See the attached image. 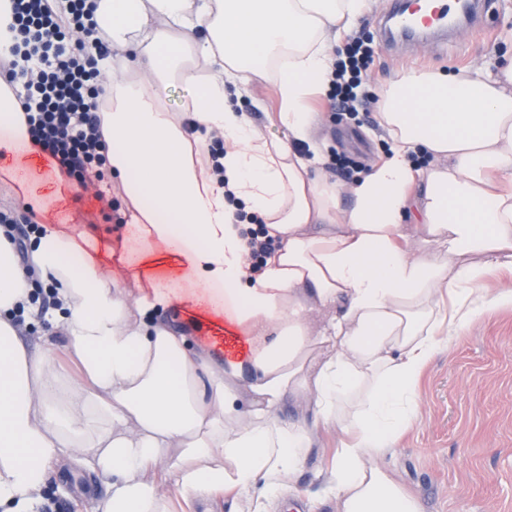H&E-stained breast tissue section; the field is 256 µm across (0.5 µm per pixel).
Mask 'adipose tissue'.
I'll return each mask as SVG.
<instances>
[{
  "label": "adipose tissue",
  "mask_w": 512,
  "mask_h": 512,
  "mask_svg": "<svg viewBox=\"0 0 512 512\" xmlns=\"http://www.w3.org/2000/svg\"><path fill=\"white\" fill-rule=\"evenodd\" d=\"M86 5L111 44L96 64L109 78L101 130L129 216L126 254L163 247L218 285L247 347L193 348L157 316L181 289L132 295L68 225H39L20 244L1 224L0 507L37 512L51 468L75 458L109 480L100 512H172L174 498L219 493L231 512H273L303 497L306 459L333 431L320 498L336 512H421L381 459L410 428L449 337L512 306L511 288L484 286L512 270V63L476 79L398 72L381 93L391 145L345 205L318 174L313 103L369 0ZM173 78L193 89L180 112L163 103ZM264 81L287 140L239 107ZM0 150L38 151L2 82ZM241 207L278 241L253 276ZM41 289L53 300L44 312ZM38 315L65 337L67 365L24 339ZM291 399L308 415L282 418Z\"/></svg>",
  "instance_id": "obj_1"
}]
</instances>
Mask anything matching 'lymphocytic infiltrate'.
Listing matches in <instances>:
<instances>
[{"label": "lymphocytic infiltrate", "instance_id": "obj_1", "mask_svg": "<svg viewBox=\"0 0 512 512\" xmlns=\"http://www.w3.org/2000/svg\"><path fill=\"white\" fill-rule=\"evenodd\" d=\"M15 46L23 60L36 67L26 83L24 110L36 139L70 178L82 180L85 172L104 166L99 112L101 103L95 86V60L108 54L106 37L97 36V24L85 10L86 0H70L69 15L58 14L56 0H11ZM92 34V42L70 41L71 30ZM371 43L352 38L340 51L331 82L335 106L357 118L367 96L361 93L362 73L373 60Z\"/></svg>", "mask_w": 512, "mask_h": 512}]
</instances>
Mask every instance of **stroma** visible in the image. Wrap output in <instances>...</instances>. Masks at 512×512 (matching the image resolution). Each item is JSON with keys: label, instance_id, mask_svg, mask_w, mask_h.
<instances>
[{"label": "stroma", "instance_id": "1", "mask_svg": "<svg viewBox=\"0 0 512 512\" xmlns=\"http://www.w3.org/2000/svg\"><path fill=\"white\" fill-rule=\"evenodd\" d=\"M389 7L390 0H372L354 30L377 48L364 75L370 94L366 113L350 120L335 110L328 94L314 103L319 114L316 139L327 157L323 172L343 192L351 182L334 171L337 156L351 159L359 177L389 147L380 97L397 72L445 69L481 76L512 60V40L506 38L512 31V0H494L484 31L460 29L455 46L445 51L427 43L407 52L380 49L378 20ZM241 105L266 136L286 138V131L269 119L278 107L273 84L253 86ZM98 193L90 185L64 194L55 210L38 215L37 221L52 224L62 216L75 231L89 234L115 279L136 281L144 289L190 287L189 267L161 249L141 254L132 264L124 259L125 231L110 229ZM176 321L205 344L224 324L205 289L183 298ZM383 462L417 495L423 512H512V307L491 308L470 328L449 337L420 382L410 429ZM85 482L82 476L54 474L43 496L53 512H99L107 482L95 478L91 492L85 491Z\"/></svg>", "mask_w": 512, "mask_h": 512}]
</instances>
